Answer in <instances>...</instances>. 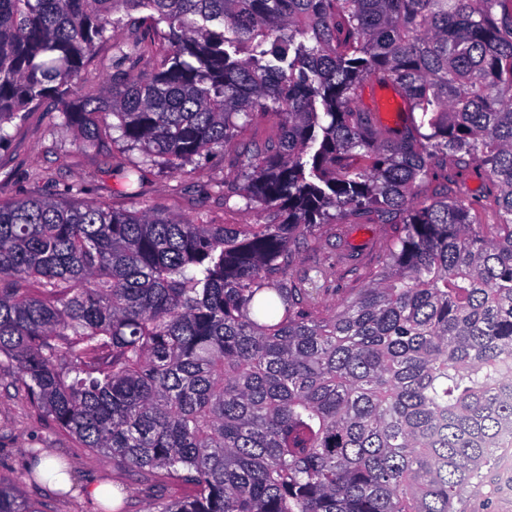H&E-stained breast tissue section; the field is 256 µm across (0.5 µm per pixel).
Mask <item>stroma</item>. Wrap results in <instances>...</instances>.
Listing matches in <instances>:
<instances>
[{"label": "stroma", "mask_w": 512, "mask_h": 512, "mask_svg": "<svg viewBox=\"0 0 512 512\" xmlns=\"http://www.w3.org/2000/svg\"><path fill=\"white\" fill-rule=\"evenodd\" d=\"M360 104L374 112L384 125L394 127L400 122L402 100L393 88L366 81L360 89ZM53 110L54 104L49 101L31 113L25 124L14 129L9 147L0 151V200L25 198L49 189L63 193L77 185L82 189V200L105 201L122 210L160 211L189 218L203 211L217 224L267 223V212L245 210L241 199L226 201L220 194L225 178L235 172L233 150L201 160V172L196 178L185 170L147 167L138 196L131 197L107 172L102 156L79 150L70 135L53 131ZM458 189L472 203L476 223H498L499 216L486 198L479 167L463 172ZM312 233L320 237L321 247L314 252H301L292 274L314 270L330 257L349 251L358 253L363 266L374 267L377 246L390 236L391 229L377 222L338 224L330 230L317 226ZM36 448L51 450L67 464L74 488L66 492L50 488L43 480H24L20 488L34 512H101V504L86 497L83 489L91 483H107L112 476L111 461L57 432L50 421L39 418L0 384V474L14 476L23 472L30 451ZM497 473L498 492L487 500L465 498L464 512H512V447L502 449Z\"/></svg>", "instance_id": "35a3bbf8"}]
</instances>
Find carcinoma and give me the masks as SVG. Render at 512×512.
I'll return each instance as SVG.
<instances>
[{
	"label": "carcinoma",
	"mask_w": 512,
	"mask_h": 512,
	"mask_svg": "<svg viewBox=\"0 0 512 512\" xmlns=\"http://www.w3.org/2000/svg\"><path fill=\"white\" fill-rule=\"evenodd\" d=\"M503 0H0V148L41 104L172 170L236 144L224 182L267 224L37 194L0 203V372L148 512H459L512 447V16ZM156 34L112 41L118 14ZM101 58L103 98L68 82ZM396 87L378 125L362 82ZM117 123H109L108 117ZM453 162L444 183L435 169ZM482 166L500 223L448 195ZM126 194L139 165L109 164ZM395 223L378 269L290 274L320 224ZM338 295L332 308L321 296ZM0 475V512H33ZM279 121V117L272 114L257 116L243 129L238 142L264 144L270 139H276ZM124 483L128 488L124 494H121L119 506L114 507L116 511L120 509L124 512H146L148 505L154 499L179 495L180 491L174 487H158L152 486L150 482H146L142 477H126Z\"/></svg>",
	"instance_id": "cac0c4a2"
}]
</instances>
